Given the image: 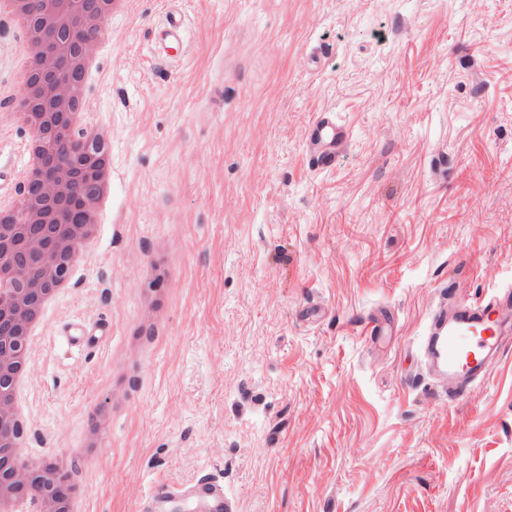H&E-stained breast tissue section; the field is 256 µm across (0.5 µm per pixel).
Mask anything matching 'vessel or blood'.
<instances>
[{"label": "vessel or blood", "mask_w": 512, "mask_h": 512, "mask_svg": "<svg viewBox=\"0 0 512 512\" xmlns=\"http://www.w3.org/2000/svg\"><path fill=\"white\" fill-rule=\"evenodd\" d=\"M184 21L170 13L162 30L153 36V50L167 57L169 49L183 45ZM351 129L335 113H319L311 122L306 153L317 168H332L343 157ZM111 326L74 322L66 332L68 343L89 353L110 336ZM512 342V290L503 289L489 300L473 302L453 293L439 296L421 345L426 366L455 383L457 397H467L472 383L483 380ZM172 498L191 502L197 512H230L229 496L222 482L202 475L186 484L161 486L153 498H140L138 512H153L157 504Z\"/></svg>", "instance_id": "b4317fda"}]
</instances>
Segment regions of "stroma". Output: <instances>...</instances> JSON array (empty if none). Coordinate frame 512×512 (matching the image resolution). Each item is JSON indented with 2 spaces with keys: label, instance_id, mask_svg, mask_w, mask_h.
Masks as SVG:
<instances>
[{
  "label": "stroma",
  "instance_id": "35a3bbf8",
  "mask_svg": "<svg viewBox=\"0 0 512 512\" xmlns=\"http://www.w3.org/2000/svg\"><path fill=\"white\" fill-rule=\"evenodd\" d=\"M171 10L188 51L162 59ZM0 45L13 113L28 47L1 20ZM96 51L112 200L28 346L29 448L92 432L163 241L171 286L73 471L86 512L204 473L238 512H512V347L462 401L419 350L442 289L512 287V0H127ZM326 111L352 130L332 169L305 149ZM110 335L111 326L107 321L95 325H86L77 321L64 332L68 343L84 353H90L98 348L103 340Z\"/></svg>",
  "mask_w": 512,
  "mask_h": 512
}]
</instances>
